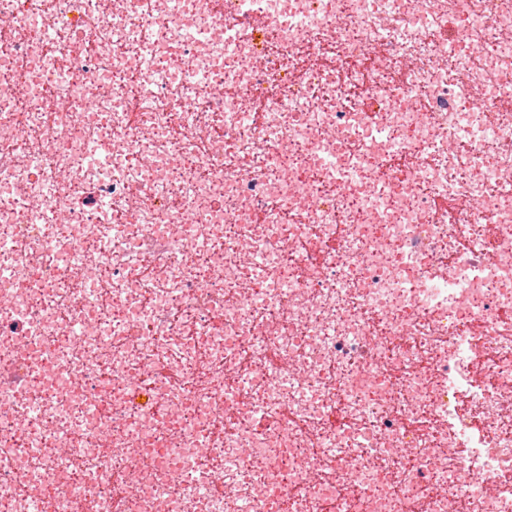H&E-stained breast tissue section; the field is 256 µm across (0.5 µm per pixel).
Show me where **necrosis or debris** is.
Listing matches in <instances>:
<instances>
[{
    "label": "necrosis or debris",
    "mask_w": 512,
    "mask_h": 512,
    "mask_svg": "<svg viewBox=\"0 0 512 512\" xmlns=\"http://www.w3.org/2000/svg\"><path fill=\"white\" fill-rule=\"evenodd\" d=\"M506 255L512 0H0V512H512Z\"/></svg>",
    "instance_id": "1"
}]
</instances>
